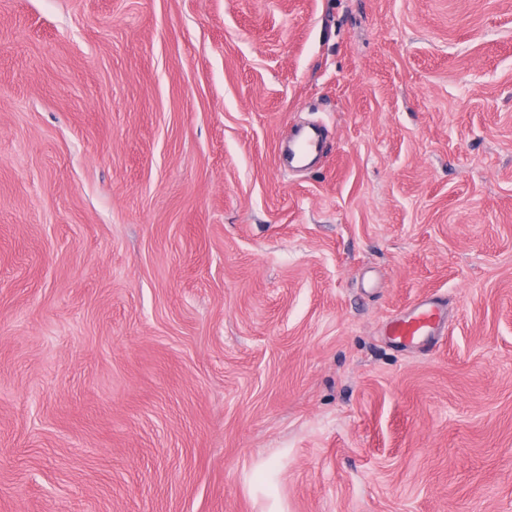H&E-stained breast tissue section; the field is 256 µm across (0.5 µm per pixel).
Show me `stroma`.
I'll return each mask as SVG.
<instances>
[{"instance_id": "1", "label": "stroma", "mask_w": 512, "mask_h": 512, "mask_svg": "<svg viewBox=\"0 0 512 512\" xmlns=\"http://www.w3.org/2000/svg\"><path fill=\"white\" fill-rule=\"evenodd\" d=\"M0 512H512V0H0ZM448 330L445 301L437 296L424 298L394 319L387 329L391 341L401 346L435 344Z\"/></svg>"}]
</instances>
